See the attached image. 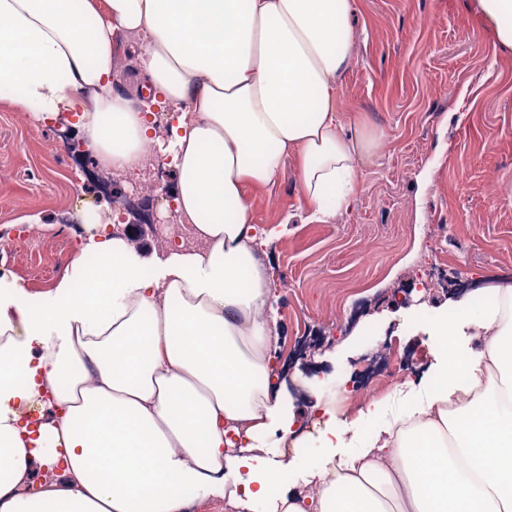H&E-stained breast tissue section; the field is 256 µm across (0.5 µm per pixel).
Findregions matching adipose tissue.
<instances>
[{"label": "adipose tissue", "mask_w": 512, "mask_h": 512, "mask_svg": "<svg viewBox=\"0 0 512 512\" xmlns=\"http://www.w3.org/2000/svg\"><path fill=\"white\" fill-rule=\"evenodd\" d=\"M356 0H0V92L75 131L108 171L158 151L192 245L144 259L88 236L54 291L0 278V512H512V276L462 320L424 318L433 361L392 400L339 420L309 392L335 466L269 464L298 426L254 188L293 158L299 200L334 222L386 134L348 125L341 78ZM130 43L142 91L116 85ZM97 258L88 264L87 255ZM477 336L479 350L462 339ZM248 471L247 482L226 473ZM36 486L34 498L20 494Z\"/></svg>", "instance_id": "ef3b65f1"}]
</instances>
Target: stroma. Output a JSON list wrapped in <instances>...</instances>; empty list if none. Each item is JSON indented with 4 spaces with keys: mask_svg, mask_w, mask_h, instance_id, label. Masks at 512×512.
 Wrapping results in <instances>:
<instances>
[{
    "mask_svg": "<svg viewBox=\"0 0 512 512\" xmlns=\"http://www.w3.org/2000/svg\"><path fill=\"white\" fill-rule=\"evenodd\" d=\"M352 22L342 118L386 137L349 210L309 222L289 159L275 186L254 193L261 229L289 219L269 248L280 354L341 418L363 401L338 386L385 337L412 347L429 312L460 319L444 283L401 303L413 278L434 265L472 284L512 274V194L489 186L512 185V50L497 46L475 0H358ZM56 138L55 124L0 99V231L15 239L34 226L62 249L59 225L85 221L101 200L97 179L51 152Z\"/></svg>",
    "mask_w": 512,
    "mask_h": 512,
    "instance_id": "1",
    "label": "stroma"
}]
</instances>
